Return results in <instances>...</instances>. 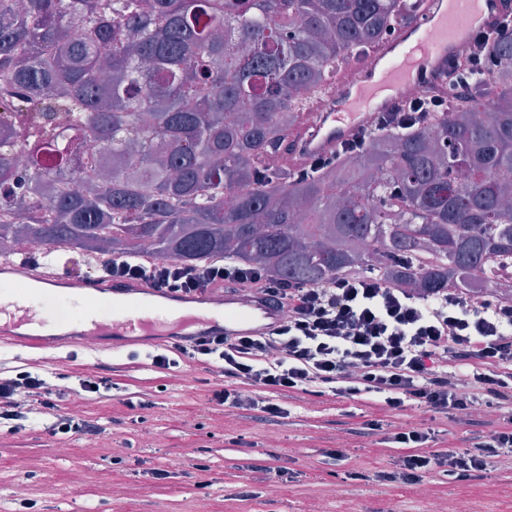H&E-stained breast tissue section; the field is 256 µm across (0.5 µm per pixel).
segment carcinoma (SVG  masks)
I'll return each instance as SVG.
<instances>
[{"mask_svg":"<svg viewBox=\"0 0 512 512\" xmlns=\"http://www.w3.org/2000/svg\"><path fill=\"white\" fill-rule=\"evenodd\" d=\"M415 0H0L5 112H68L46 150L0 136V254L222 257L289 284L377 273L430 296L472 291L512 255V31L454 120L377 131L304 170L272 164L304 104L353 53L413 20ZM79 20L84 34L68 35ZM254 45L237 55L231 38ZM489 102L494 122L479 118ZM91 137L109 148L102 168ZM34 166L19 173L18 151ZM469 175L464 183L455 173ZM303 211L305 223L296 222ZM379 248L365 252L362 246Z\"/></svg>","mask_w":512,"mask_h":512,"instance_id":"1","label":"carcinoma"}]
</instances>
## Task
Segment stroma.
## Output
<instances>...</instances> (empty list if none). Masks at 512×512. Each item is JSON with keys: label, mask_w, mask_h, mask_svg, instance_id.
<instances>
[{"label": "stroma", "mask_w": 512, "mask_h": 512, "mask_svg": "<svg viewBox=\"0 0 512 512\" xmlns=\"http://www.w3.org/2000/svg\"><path fill=\"white\" fill-rule=\"evenodd\" d=\"M103 362L121 365L113 387L84 401V415L104 428L94 441L58 439L48 417L0 431V512H512V458L482 478L433 471L418 485L379 481L404 449L360 434L368 419L392 426L433 423L428 453L461 450L474 425L409 409L384 414L369 397L274 394L282 417L258 418L216 404L215 367L192 361L163 370L148 354L127 360L89 348L71 357L0 347V369L43 375L61 391ZM286 468L291 478L278 477ZM164 471L163 479L152 476Z\"/></svg>", "instance_id": "obj_1"}]
</instances>
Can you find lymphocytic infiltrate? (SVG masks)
<instances>
[{"instance_id": "lymphocytic-infiltrate-1", "label": "lymphocytic infiltrate", "mask_w": 512, "mask_h": 512, "mask_svg": "<svg viewBox=\"0 0 512 512\" xmlns=\"http://www.w3.org/2000/svg\"><path fill=\"white\" fill-rule=\"evenodd\" d=\"M106 271L173 292L235 284L257 290L272 306L287 307V319L272 335L211 336L189 345L174 340L168 353L154 355V365L166 370L184 360L216 366L224 380L212 394L218 404L276 418L284 410L267 398L270 390L338 398L368 395L390 411L416 407L468 422L486 406L509 421V428L491 430L470 448L402 457L389 477L410 484L436 468L469 479L485 472L493 459L512 456L511 301L475 302L458 289L421 298L367 275L291 286L224 261L158 264L116 255ZM451 363L471 366L466 383L449 376ZM245 385L251 395L242 393ZM59 398L40 375L1 376L0 428L19 432L39 408L53 417L52 435L100 434L96 422L62 411Z\"/></svg>"}]
</instances>
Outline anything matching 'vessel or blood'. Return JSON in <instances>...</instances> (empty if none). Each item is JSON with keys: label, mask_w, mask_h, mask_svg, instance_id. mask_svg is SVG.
I'll return each mask as SVG.
<instances>
[{"label": "vessel or blood", "mask_w": 512, "mask_h": 512, "mask_svg": "<svg viewBox=\"0 0 512 512\" xmlns=\"http://www.w3.org/2000/svg\"><path fill=\"white\" fill-rule=\"evenodd\" d=\"M506 0H424L417 17L397 26L372 50L373 70L346 67L289 131L281 163L308 167L335 158L339 147L372 129L380 113L406 99L412 84L431 93L448 92V61L461 55L474 31L495 27ZM0 282L27 286L23 295L0 299V345L28 351L71 349L93 343L119 352L151 345L161 336L195 340L204 336H267L282 323L279 309L262 294L243 288L192 294L157 288L144 279L82 276L57 259L0 257ZM35 288L54 289L76 311L60 316ZM110 313H103L102 303Z\"/></svg>", "instance_id": "1"}]
</instances>
